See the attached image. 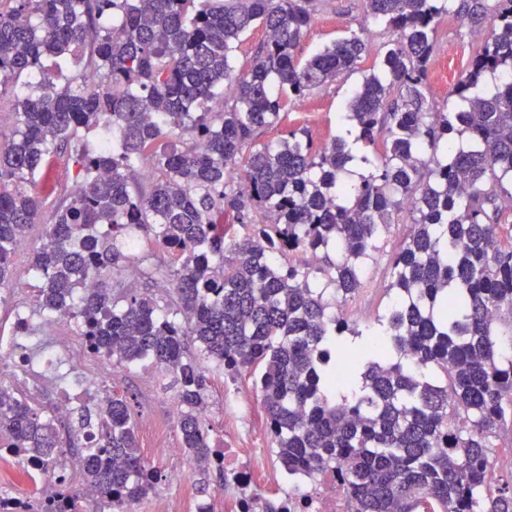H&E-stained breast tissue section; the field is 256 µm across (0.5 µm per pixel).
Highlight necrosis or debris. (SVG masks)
<instances>
[{
  "instance_id": "necrosis-or-debris-1",
  "label": "necrosis or debris",
  "mask_w": 512,
  "mask_h": 512,
  "mask_svg": "<svg viewBox=\"0 0 512 512\" xmlns=\"http://www.w3.org/2000/svg\"><path fill=\"white\" fill-rule=\"evenodd\" d=\"M32 294V289L19 288L8 329L0 331V373L8 372L23 392L31 383L44 382L79 365L86 366L89 379L94 381L121 376L123 366L105 354L91 353L85 347L72 353L67 337L60 334L67 320L55 314L45 316L46 334L39 337L37 350H29L21 343L30 318L27 301ZM11 441L9 433L0 432V482L10 487L8 494L0 496V512H38L29 496L30 487H41L46 501L56 498L64 488L56 475L32 465L19 467L9 449ZM266 445L267 433L260 428L253 431L247 442L228 440L219 458L224 467L225 494L195 497L190 491L185 448L177 443H164L166 477L181 488L182 494L156 498L154 512H266L271 500L269 487L275 481L268 470ZM274 500L279 512H349L340 474L333 468L318 471L313 479L292 482L290 489Z\"/></svg>"
}]
</instances>
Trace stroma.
<instances>
[{"label":"stroma","instance_id":"obj_1","mask_svg":"<svg viewBox=\"0 0 512 512\" xmlns=\"http://www.w3.org/2000/svg\"><path fill=\"white\" fill-rule=\"evenodd\" d=\"M382 30V24L364 13L358 0H325L300 43L298 55L300 59H308L333 41L355 32L366 44L365 62L370 65L380 56L384 40ZM487 37V27L471 26L453 15L441 22L436 35L439 56L429 79L428 98L434 110L456 112L461 109L462 102L453 94L452 87L470 56ZM362 80V73L357 71L323 85L312 96L283 115L278 126L263 130L259 136L260 142L275 143L287 137L290 131L302 129L309 134L315 145H322L340 133L342 118ZM74 172L72 164L58 159L39 176L45 207L40 224L27 231L32 243H39L43 226L50 222L55 205L72 193ZM411 230L410 211L400 212L394 224L389 225L382 233L378 241V251L367 260L362 270L361 291L353 298L336 302V313L344 315L352 327H364L365 322L359 316L362 309H370L377 315L386 310L390 298L385 288L391 280V259ZM186 354L189 358L198 360L210 378L211 402L216 408H223L225 404L239 400L248 404L247 411L242 412L233 422H213V431L238 437L249 436L255 424L253 416L261 411L251 377L244 374L233 380L227 378L212 361L200 357L194 344H187ZM169 381L170 376L162 367L144 362L127 367L118 382H105L104 387L108 390L119 387L131 403L135 418L155 420L161 428L163 438L175 440L179 437V430L176 420L172 419L169 412Z\"/></svg>","mask_w":512,"mask_h":512}]
</instances>
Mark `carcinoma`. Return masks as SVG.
<instances>
[{"label":"carcinoma","instance_id":"obj_1","mask_svg":"<svg viewBox=\"0 0 512 512\" xmlns=\"http://www.w3.org/2000/svg\"><path fill=\"white\" fill-rule=\"evenodd\" d=\"M361 3L393 38L345 134L315 149L294 132L278 145L258 135L360 69L355 33L296 55L322 0H0V104L15 117L0 133V288L17 238L38 223L37 176L65 156L76 188L33 251L39 311L70 319L119 364L165 368L200 475L224 470L196 415L210 381L185 357L189 339L230 376L257 370L280 467H341L350 512H512V478L495 479L490 460L512 423V207L502 206L512 200V0ZM451 12L493 27L454 86L465 109L436 112L426 92ZM255 26L266 38L241 71L240 38ZM81 63L94 84L69 75ZM488 75L498 83L484 94ZM90 130L100 131L93 148L81 138ZM357 143L374 155L350 183ZM405 209L416 217L392 260L390 310L355 329L320 281L352 296L363 259ZM330 250L341 260L288 261ZM133 261L145 284L169 283L167 297L126 279ZM349 336L364 338L361 351L336 350ZM3 429L24 461L58 466L55 420L0 381ZM68 432L110 512H131L161 479L125 396L80 405Z\"/></svg>","mask_w":512,"mask_h":512}]
</instances>
